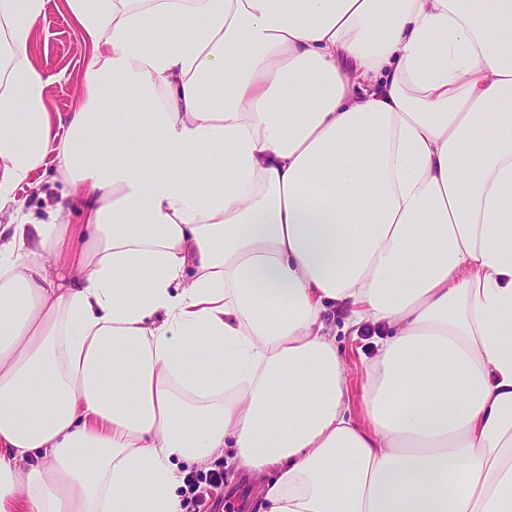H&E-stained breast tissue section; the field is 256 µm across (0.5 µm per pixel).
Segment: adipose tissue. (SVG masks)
Masks as SVG:
<instances>
[{
	"label": "adipose tissue",
	"mask_w": 512,
	"mask_h": 512,
	"mask_svg": "<svg viewBox=\"0 0 512 512\" xmlns=\"http://www.w3.org/2000/svg\"><path fill=\"white\" fill-rule=\"evenodd\" d=\"M67 4L61 138L0 0V209L63 185L0 224V512H183L225 448L260 512H512V0ZM55 164H50L45 169L34 175L35 180L41 181L43 195H37L26 186L19 187L15 191L16 199L21 204L19 217L31 222L49 221L50 211L55 208L56 202L60 200L62 185L53 180L57 176L54 170ZM344 317L340 310L331 306L324 314L326 323L332 328V334L336 333V345L344 359L348 397L360 414L366 366L376 350L374 345L376 328L372 325L363 326L354 336L352 330L344 329Z\"/></svg>",
	"instance_id": "obj_1"
}]
</instances>
